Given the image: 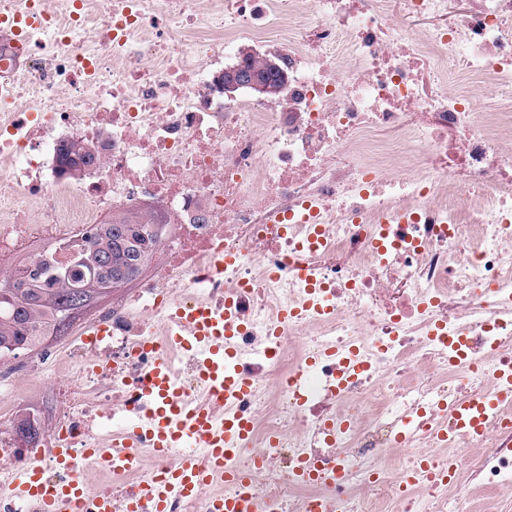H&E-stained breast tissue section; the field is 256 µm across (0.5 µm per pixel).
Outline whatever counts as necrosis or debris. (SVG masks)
Wrapping results in <instances>:
<instances>
[{"label": "necrosis or debris", "mask_w": 512, "mask_h": 512, "mask_svg": "<svg viewBox=\"0 0 512 512\" xmlns=\"http://www.w3.org/2000/svg\"><path fill=\"white\" fill-rule=\"evenodd\" d=\"M0 0V269L41 238L89 235L141 210L173 232L162 259L79 336L0 363V482L18 466L14 398L46 396L28 449L133 440L121 465L78 462L114 512L174 467L122 416L144 419L154 347L188 406H225L200 379L182 310L233 302V366L251 426L197 497L214 512L246 473L256 512H450L471 485L512 488V410L479 438L441 403L492 396L512 360V0ZM285 63L283 101L216 88L240 42ZM98 154L82 181L68 139ZM365 371L331 389L323 350ZM449 471L448 482L418 470ZM342 484L297 478L301 463ZM94 147L87 141L73 139L62 145L60 149L61 161L71 170L72 174L79 178L82 171L79 170V164H83V168L91 166L95 157Z\"/></svg>", "instance_id": "1"}]
</instances>
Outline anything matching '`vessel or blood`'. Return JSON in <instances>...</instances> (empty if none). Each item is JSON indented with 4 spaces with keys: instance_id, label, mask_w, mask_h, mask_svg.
I'll return each mask as SVG.
<instances>
[{
    "instance_id": "vessel-or-blood-1",
    "label": "vessel or blood",
    "mask_w": 512,
    "mask_h": 512,
    "mask_svg": "<svg viewBox=\"0 0 512 512\" xmlns=\"http://www.w3.org/2000/svg\"><path fill=\"white\" fill-rule=\"evenodd\" d=\"M192 325L194 338L206 356L202 363L211 384L224 393L225 402L231 403L247 393L248 383L239 375L226 373L224 362L230 359V352L213 348L211 334L218 325L212 313L192 312L187 314ZM501 390L497 398H463L454 405V416L459 427L470 434L482 429L485 417L503 403H512V363L500 371ZM155 413L143 427L149 431L156 447L180 448L184 454L177 466L155 483L146 485L140 491L136 501L127 505L129 512H167V503L174 497H195L200 485L206 479L207 467H202L195 455L196 449L209 451L210 466L220 467L224 459L242 452L249 434L247 423L239 416L229 413L222 421H215L202 409H185L179 403L178 394L164 367H157L154 373ZM93 459L105 464L113 458H125V451H113L110 448H87L76 452L72 448L56 449L55 455L61 467H69L75 455ZM43 496L46 504L58 500L80 501L88 495L85 484L80 479L56 484L46 489L37 462H30L17 469L8 485L0 486V498L7 501L23 500L34 496Z\"/></svg>"
}]
</instances>
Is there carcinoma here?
I'll return each mask as SVG.
<instances>
[{"instance_id": "cac0c4a2", "label": "carcinoma", "mask_w": 512, "mask_h": 512, "mask_svg": "<svg viewBox=\"0 0 512 512\" xmlns=\"http://www.w3.org/2000/svg\"><path fill=\"white\" fill-rule=\"evenodd\" d=\"M250 65L266 74L272 92L266 98L279 101L287 84L272 70L270 61H257L245 54ZM61 161L75 177L79 166H89L95 157L94 147L87 141L73 139L62 145ZM163 225L152 224L136 212H123L99 225L82 239L91 246V253L106 252L112 262V286L103 289L107 294L136 280L151 264L161 246ZM62 245L55 244L6 275H0V359L10 356L11 346L23 343L32 348L50 333L67 328L70 314L67 305L73 284L87 263L75 268L70 259L62 264L55 259Z\"/></svg>"}]
</instances>
